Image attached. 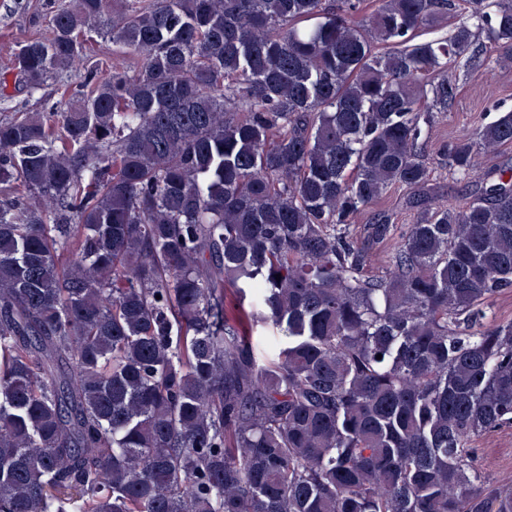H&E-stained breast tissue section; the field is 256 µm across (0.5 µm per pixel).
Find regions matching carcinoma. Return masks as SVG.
<instances>
[{"label":"carcinoma","mask_w":512,"mask_h":512,"mask_svg":"<svg viewBox=\"0 0 512 512\" xmlns=\"http://www.w3.org/2000/svg\"><path fill=\"white\" fill-rule=\"evenodd\" d=\"M462 2L53 0L0 72L60 91L0 113V512H512L471 458L512 429V165L474 164L512 112L441 146L461 203L426 158L458 58L512 60V0ZM403 192L400 189H392L379 203V209H385L394 214L395 224H410L412 215L402 207Z\"/></svg>","instance_id":"obj_1"}]
</instances>
